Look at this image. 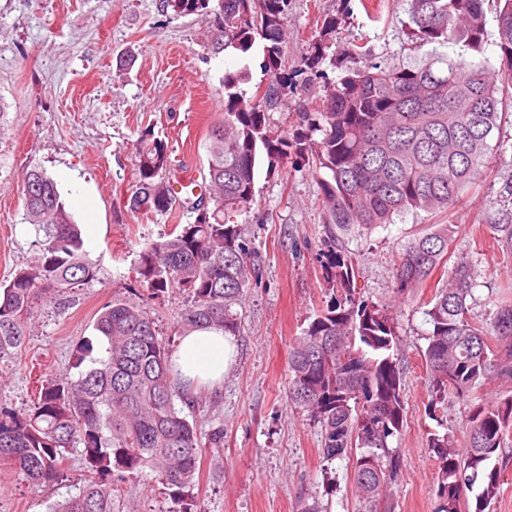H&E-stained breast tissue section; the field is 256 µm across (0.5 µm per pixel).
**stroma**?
Returning <instances> with one entry per match:
<instances>
[{"label": "stroma", "instance_id": "stroma-1", "mask_svg": "<svg viewBox=\"0 0 512 512\" xmlns=\"http://www.w3.org/2000/svg\"><path fill=\"white\" fill-rule=\"evenodd\" d=\"M485 43L475 51L458 40L441 46L452 60L499 67L496 4L487 0ZM338 19L335 46L323 64L329 79L359 66V49L386 66H415L430 53L412 35L406 0H293L282 45L283 71L297 90L269 113L273 132L292 133L302 108L317 107L321 81L307 82L303 59L325 15ZM211 18L163 10L160 0H0V283L37 257L38 234L25 220L27 170L52 177L79 224L96 278L70 297L38 302L18 354L0 360V404L20 409L36 398L40 381L76 375L75 347L95 337L94 323L113 295L135 287L138 255L149 240L189 222L183 200L165 214L130 212L125 201L137 181L140 137L168 143L171 158L195 173L207 169L206 144L223 122L218 94L225 72L248 70L242 90L253 95L263 80L261 48L242 54L212 52ZM255 167V202L239 217L256 252L259 274L238 311L234 358L220 386L203 389L188 410L204 443L199 479L187 498L189 512H298L301 498L321 512H361L348 459L326 460L322 427L287 400L289 361L308 323L331 298L321 251L323 207L318 175L305 158L289 154L268 172ZM512 185V148L493 150L479 182L442 221L454 225L451 255L474 256L481 285L469 302L474 321L488 323L490 300L512 284V257L479 255L475 242ZM92 211L76 205L79 196ZM435 218L413 212L370 236L350 241L356 286L364 299L389 305L402 367L406 421L388 445L399 460V477L372 512H435L437 461L430 434L447 433L465 444L467 402L449 398L429 416L423 352L430 326L424 304L442 285L437 271L424 288L393 292L394 255L426 231ZM161 338L174 337L186 297L172 291L143 295ZM220 442H213V435ZM60 481L30 487L12 465L0 462V512H47L87 475L71 454ZM121 512H172L167 489L150 472L115 473Z\"/></svg>", "mask_w": 512, "mask_h": 512}]
</instances>
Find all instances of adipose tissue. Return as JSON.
<instances>
[{"instance_id": "obj_1", "label": "adipose tissue", "mask_w": 512, "mask_h": 512, "mask_svg": "<svg viewBox=\"0 0 512 512\" xmlns=\"http://www.w3.org/2000/svg\"><path fill=\"white\" fill-rule=\"evenodd\" d=\"M231 337L215 330L195 331L180 338L173 369L180 381L194 385L219 384L233 356Z\"/></svg>"}]
</instances>
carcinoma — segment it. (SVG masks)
Listing matches in <instances>:
<instances>
[{
    "instance_id": "cac0c4a2",
    "label": "carcinoma",
    "mask_w": 512,
    "mask_h": 512,
    "mask_svg": "<svg viewBox=\"0 0 512 512\" xmlns=\"http://www.w3.org/2000/svg\"><path fill=\"white\" fill-rule=\"evenodd\" d=\"M162 0L161 7L190 14L213 12L211 49L249 53L262 42L264 89L246 97L245 71L222 78L224 122L209 134L207 176L212 207H192L194 220L177 224L162 241L139 252L138 283L153 294L177 289L188 303L178 313V336L195 330L239 334L241 305L257 269L236 217L254 203L259 150L268 167L294 151L307 157L323 194L327 278L335 289L326 309L308 324L289 362L288 401L321 424L323 452L330 460L352 456L355 493L371 501L388 489L398 460L388 439L406 418L402 371L391 350L394 318L384 305L357 296L347 248L410 211L445 212L457 205L486 167L490 139L512 108V0H501L496 78L479 62L460 65L432 54L417 67L369 62L324 83L319 108L298 113L292 137L275 136L267 111L288 96L280 80L283 32L292 0ZM413 34L424 45L457 39L481 49L485 0H410ZM336 17H324L305 66L322 77L321 64L334 45ZM320 133L315 140L311 134ZM161 139H143L137 149L139 180L126 199L130 211L165 213L175 202V168ZM26 220L43 233L40 257L0 284V360L25 342L35 300L68 295L95 279L79 225L53 179L38 167L24 179ZM509 207L486 225L488 247L512 253V186ZM455 228L431 231L401 246L394 264L398 294L423 286L448 264ZM477 265L459 255L446 281L426 303L431 326L424 352L428 411L435 414L448 394L470 398L496 373L512 377V293L501 291L487 324L471 321L468 299L480 286ZM99 343H78L75 378L52 379L38 401L23 409L0 406V460L34 487L57 480L67 453L81 449L89 478L49 512H114L116 471L153 473L169 489L177 509L196 484L204 444L196 422L176 402L194 407V394L173 377L174 348L159 339L154 318L135 299L114 295L94 325ZM512 432V395L494 406L470 403L466 450L448 434L429 439L438 461L436 512H462L466 492L479 487L474 512H491L501 470L490 465Z\"/></svg>"
}]
</instances>
